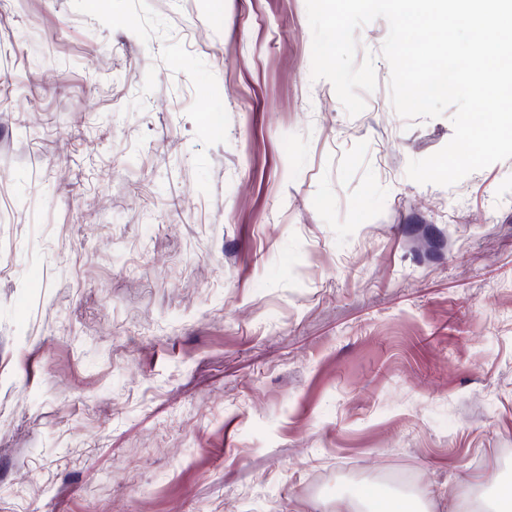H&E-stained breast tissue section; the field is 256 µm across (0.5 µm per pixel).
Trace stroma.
<instances>
[{
	"mask_svg": "<svg viewBox=\"0 0 512 512\" xmlns=\"http://www.w3.org/2000/svg\"><path fill=\"white\" fill-rule=\"evenodd\" d=\"M351 117L305 0H0V512H429L512 449V159Z\"/></svg>",
	"mask_w": 512,
	"mask_h": 512,
	"instance_id": "1",
	"label": "stroma"
}]
</instances>
